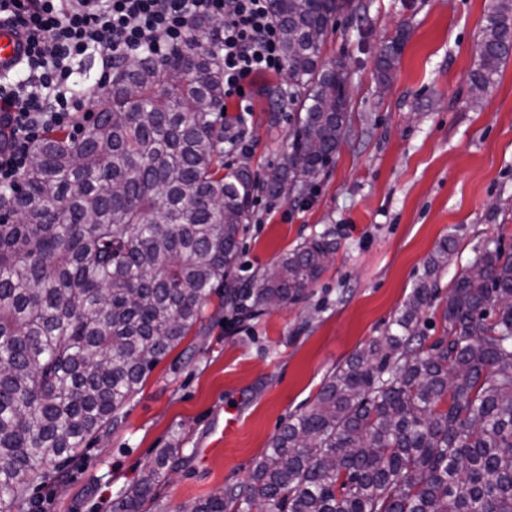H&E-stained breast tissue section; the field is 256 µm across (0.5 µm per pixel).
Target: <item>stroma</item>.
I'll use <instances>...</instances> for the list:
<instances>
[{
  "instance_id": "35a3bbf8",
  "label": "stroma",
  "mask_w": 512,
  "mask_h": 512,
  "mask_svg": "<svg viewBox=\"0 0 512 512\" xmlns=\"http://www.w3.org/2000/svg\"><path fill=\"white\" fill-rule=\"evenodd\" d=\"M495 3L333 0L321 60L347 68V136L302 194H256L232 275L252 281L323 234L336 241L333 258L302 300L256 308L232 326L229 306L212 296L121 423L66 464L46 512H112L118 491L169 448L182 462L162 470L156 512L246 481L289 417L397 315L440 241L456 243L445 290L485 248L512 249V56L480 104L468 95ZM400 35L402 53L381 80L383 48ZM287 86L281 72L254 77L248 148L229 158L262 181L288 146L296 108Z\"/></svg>"
}]
</instances>
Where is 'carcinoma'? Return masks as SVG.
<instances>
[{"mask_svg": "<svg viewBox=\"0 0 512 512\" xmlns=\"http://www.w3.org/2000/svg\"><path fill=\"white\" fill-rule=\"evenodd\" d=\"M300 105L270 197L315 180L347 129L343 63L321 62L326 0H274ZM512 0L484 19L482 99L512 54ZM220 19L198 18L171 56L115 67L80 138L49 128L23 179L0 192V512L122 419L154 367L202 321L216 291L240 316L299 299L336 252L322 235L248 284L230 277L258 181L224 162V71L207 45ZM404 38L384 49L383 70ZM448 240L428 258L385 332L338 367L311 407L288 420L245 483L181 512H512V253L485 248L484 275L439 280ZM442 304L427 343L422 312ZM161 455L118 492L112 512H146Z\"/></svg>", "mask_w": 512, "mask_h": 512, "instance_id": "1", "label": "carcinoma"}]
</instances>
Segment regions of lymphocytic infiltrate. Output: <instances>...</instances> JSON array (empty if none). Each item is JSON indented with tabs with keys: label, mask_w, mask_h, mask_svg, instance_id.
Wrapping results in <instances>:
<instances>
[{
	"label": "lymphocytic infiltrate",
	"mask_w": 512,
	"mask_h": 512,
	"mask_svg": "<svg viewBox=\"0 0 512 512\" xmlns=\"http://www.w3.org/2000/svg\"><path fill=\"white\" fill-rule=\"evenodd\" d=\"M272 0H0V25L19 28L27 44L13 75L0 79V189L22 178L29 149L51 126L69 125L117 64L161 60L187 41L195 18L222 19L211 49L224 66L225 97H244L248 79L286 67ZM97 56L94 88L73 86L76 61Z\"/></svg>",
	"instance_id": "lymphocytic-infiltrate-1"
}]
</instances>
